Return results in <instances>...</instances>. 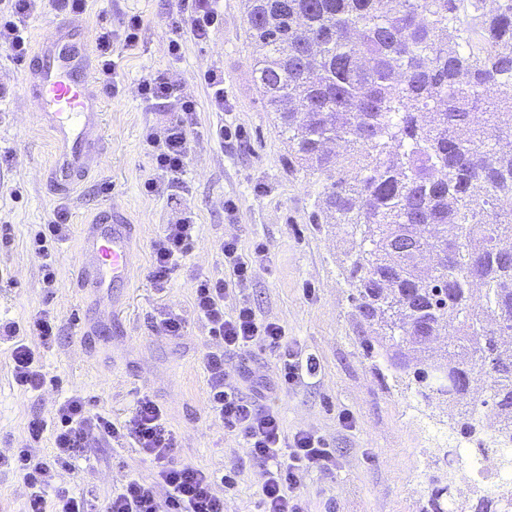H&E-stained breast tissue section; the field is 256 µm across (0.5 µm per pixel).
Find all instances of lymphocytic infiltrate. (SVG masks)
<instances>
[{"label":"lymphocytic infiltrate","mask_w":512,"mask_h":512,"mask_svg":"<svg viewBox=\"0 0 512 512\" xmlns=\"http://www.w3.org/2000/svg\"><path fill=\"white\" fill-rule=\"evenodd\" d=\"M219 0H179V18L174 23L175 36L169 42L172 55H179L184 38L204 41L218 27L221 13ZM87 0H0V47L16 60L28 53L27 33L30 22L45 13H82ZM143 26L140 15H126L120 29L101 27L95 39L97 81L104 95L119 92L112 44L123 39L134 45ZM144 101L173 99L178 110L163 125L149 128L145 135L154 178L146 188L155 192L181 187L182 175L191 151V132L196 124L197 103L181 95L161 72L145 76L140 83ZM68 213L57 210L53 219L42 225L38 248L42 258V282L45 287L56 283L55 265L48 242L62 240L68 231ZM198 226L191 211H183L176 222L163 225L152 240V263L148 276L158 290H165L172 274L189 255L197 237ZM226 273L221 277L200 275L195 279L193 310L197 320L218 343L217 349L205 352L201 364L207 377L208 406L222 421L228 433L239 438L253 464L263 475L262 512H307L303 480L309 472L329 471L336 467V456L323 439L309 430L285 435L278 412L263 403L260 393L243 395L238 383L247 380L245 370L228 371L224 363L227 352H241L260 345L275 354L279 362V383L288 388L304 375L314 374L316 362L303 357L289 342L283 326L257 314L247 296L254 265L266 257L265 245L253 253H242L236 240L221 243ZM58 320L42 309L29 317L26 324L0 319V344H8L12 376L27 391L41 390L48 374L39 363V353L26 342L36 336L42 347H50L58 335ZM120 442L132 440L154 470L152 481L127 477L106 500L72 495L69 489L55 485L56 469L71 467L76 448L82 447L91 433ZM53 441L51 457L41 456L38 445L43 436ZM177 435L170 428L161 407L150 395L138 397L130 417L121 422L109 415L90 411L81 395L64 400L51 419L34 422L27 446L15 449L0 465L12 470L28 490L26 512H224L223 490L233 489L231 477H217L213 472L173 458Z\"/></svg>","instance_id":"obj_1"}]
</instances>
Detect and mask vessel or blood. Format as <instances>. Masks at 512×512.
<instances>
[{
    "label": "vessel or blood",
    "instance_id": "vessel-or-blood-1",
    "mask_svg": "<svg viewBox=\"0 0 512 512\" xmlns=\"http://www.w3.org/2000/svg\"><path fill=\"white\" fill-rule=\"evenodd\" d=\"M41 66L26 76V91L35 100L36 123L52 141L47 182L59 195L69 194L97 167L103 155V100L96 82V58L82 16L58 18L36 49ZM133 226L119 206L80 229L75 261L86 300L101 317L112 315L113 284L127 282L132 265Z\"/></svg>",
    "mask_w": 512,
    "mask_h": 512
}]
</instances>
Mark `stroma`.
<instances>
[{
	"label": "stroma",
	"mask_w": 512,
	"mask_h": 512,
	"mask_svg": "<svg viewBox=\"0 0 512 512\" xmlns=\"http://www.w3.org/2000/svg\"><path fill=\"white\" fill-rule=\"evenodd\" d=\"M222 6L219 29L205 41L185 39L175 59L169 40L177 0H89L84 17L91 32L119 25L128 13L140 14L143 27L135 47L119 42L112 47L119 93L104 100V162L65 198L52 194L43 177L51 139L33 122L32 101L22 86L25 72L39 61L30 54L17 62L0 49V80L14 89L0 104V153L6 156L0 162V222L12 228L10 244L0 248V316L22 321L48 308L60 325L44 355L54 381L39 391L15 384L8 351L0 347V455L24 446L30 422L51 418L67 396L80 394L93 410L120 422L148 393L178 435L175 459L218 473L235 472L225 512H258L262 472L208 409L199 356L216 342L193 312L196 275L222 276L218 245L234 237L246 252L256 243L266 244L268 254L256 268L249 298L264 318L285 327L289 341L304 355L317 360L315 374L265 398L279 411L286 434L313 430L335 452V470L313 471L304 479L308 512H422L438 466L432 453L436 436L447 435L452 443L459 436L448 428L446 406L422 399L405 384L382 382L367 359L339 264L344 245L331 225L316 220L329 177L289 164L276 115L254 81L243 0H222ZM209 69L224 73L220 112L209 105L202 83ZM154 72L166 73L179 93L198 102L184 189L173 200L144 189L153 175L144 133L176 110L171 100L143 102L139 82ZM221 124L240 129L241 138L215 142L210 132ZM106 184L111 193H103ZM230 199L237 206L231 216L224 211ZM113 201L134 226L135 262L128 282L113 290L120 298L115 313L103 320L81 300L75 253L80 225ZM62 205L70 231L56 251L57 283L49 294L31 237ZM184 208L194 212L199 238L167 290L160 292L148 278L150 243ZM168 309L186 319L181 339L164 338L156 324ZM224 361L233 371L246 368L251 379L276 378V358L260 346L228 352ZM343 411L351 415L352 429L340 425ZM77 455L76 468L57 472L58 483L77 493L104 498L128 474L150 475L128 443L111 446L92 439Z\"/></svg>",
	"instance_id": "obj_1"
}]
</instances>
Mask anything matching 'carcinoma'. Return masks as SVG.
<instances>
[{
    "label": "carcinoma",
    "instance_id": "carcinoma-1",
    "mask_svg": "<svg viewBox=\"0 0 512 512\" xmlns=\"http://www.w3.org/2000/svg\"><path fill=\"white\" fill-rule=\"evenodd\" d=\"M471 0H245L254 78L300 166L333 172L319 216L370 357L448 404L476 439L478 405L512 435V0L464 24ZM344 145L333 154L330 142ZM483 304L473 308L475 288ZM448 337L440 351L431 339ZM486 381L489 400L472 398ZM436 488L425 512H447ZM472 493L460 512H502Z\"/></svg>",
    "mask_w": 512,
    "mask_h": 512
}]
</instances>
